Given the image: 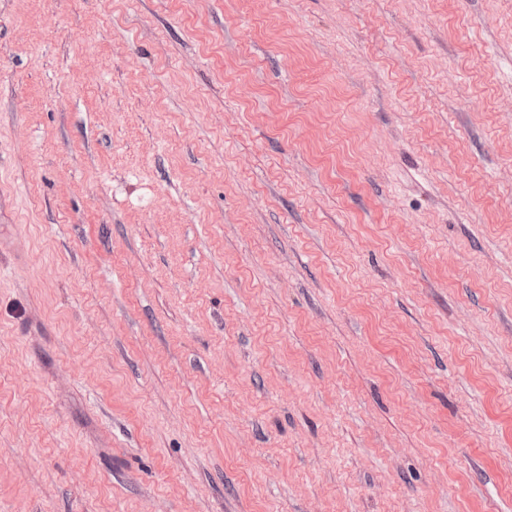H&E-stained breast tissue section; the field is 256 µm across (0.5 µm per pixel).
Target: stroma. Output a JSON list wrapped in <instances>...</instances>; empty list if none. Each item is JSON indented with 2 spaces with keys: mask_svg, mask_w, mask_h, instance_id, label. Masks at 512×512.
<instances>
[{
  "mask_svg": "<svg viewBox=\"0 0 512 512\" xmlns=\"http://www.w3.org/2000/svg\"><path fill=\"white\" fill-rule=\"evenodd\" d=\"M0 512H512V0H0Z\"/></svg>",
  "mask_w": 512,
  "mask_h": 512,
  "instance_id": "stroma-1",
  "label": "stroma"
}]
</instances>
